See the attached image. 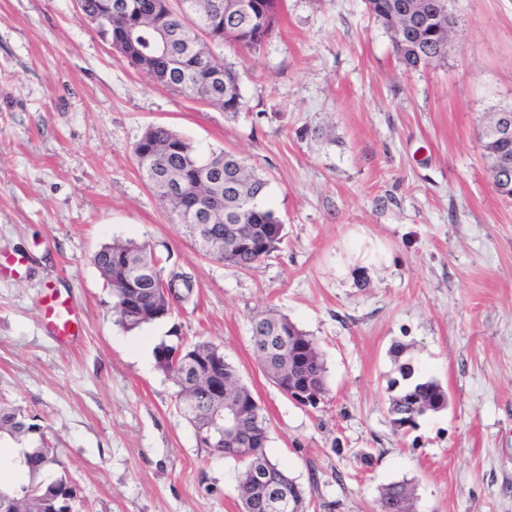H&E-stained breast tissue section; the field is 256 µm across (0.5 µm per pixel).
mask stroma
I'll list each match as a JSON object with an SVG mask.
<instances>
[{
  "label": "stroma",
  "instance_id": "obj_1",
  "mask_svg": "<svg viewBox=\"0 0 512 512\" xmlns=\"http://www.w3.org/2000/svg\"><path fill=\"white\" fill-rule=\"evenodd\" d=\"M449 9L447 57L409 70L366 0H282L262 47L220 49L240 74L231 115L130 66L75 0H0V254L27 259L0 278V404L57 448L74 512H240V464L200 441L156 365L180 341L223 349L309 512H377L402 480L416 512H512V200L481 135L512 109V0ZM152 124L262 173L280 250L245 271L171 223L131 151ZM115 239L190 277L168 318L117 323L91 261ZM51 288L80 309L68 346L41 323ZM270 309L319 343L318 408L255 356ZM403 362L448 393L406 432L388 405Z\"/></svg>",
  "mask_w": 512,
  "mask_h": 512
}]
</instances>
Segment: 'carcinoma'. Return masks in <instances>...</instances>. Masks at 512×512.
Instances as JSON below:
<instances>
[{
	"mask_svg": "<svg viewBox=\"0 0 512 512\" xmlns=\"http://www.w3.org/2000/svg\"><path fill=\"white\" fill-rule=\"evenodd\" d=\"M246 2L243 11L236 8L234 0H82L81 8L99 17L98 33L130 65L188 99L234 114L243 106L239 75L224 64L218 49L229 44L254 50L269 38L276 22L275 0ZM412 2L367 0V8L392 33L401 63L417 69L447 55L448 32L436 31L433 22L425 21L407 35L417 51L402 48L398 29L402 18L389 17L381 6L391 4L399 11ZM160 28L169 34L171 52L178 57L175 66L156 51ZM132 153L143 179L165 205L171 221L183 226L205 255L248 269L270 257L282 244L284 224L261 204L268 181L245 159L224 150L206 152L161 124L148 126L133 144ZM236 224L246 231L252 246L237 243ZM92 262L112 289L113 310L125 328L132 330L161 319L154 313L158 294L160 289L172 287V280H164L151 250H140L133 242L115 241L110 246L102 245ZM283 334L296 337L303 345V369L310 382L329 392L317 342L280 313L266 314L252 327L255 352L273 383L284 391L290 385L288 342L281 338ZM173 351L174 346L162 343L155 348V359L158 368L178 387L180 410L202 442L242 463L238 494L243 512H268L266 485H247V472H270L292 488L296 483L266 455V416L245 412L240 424L249 434V441L235 448L221 445L215 431L216 425L224 422V402L211 392L210 385L237 370L225 362L214 363L215 357H224V351L210 342L184 346L178 360L171 358ZM398 374L390 381L389 397V411L397 428L422 416L423 411L410 406L413 396L431 405L448 403L445 389L432 379L416 376L411 364H401ZM34 431L35 425L26 423L21 413L0 406V435L16 440ZM61 466L58 452L50 446L42 443L31 447L17 463L22 477L1 488L0 493L19 501L22 493H27L38 504V509L31 512L71 509L77 499L76 485L66 476L43 478L46 471ZM407 487L404 482L384 487L379 512H415L413 494L401 501L396 495Z\"/></svg>",
	"mask_w": 512,
	"mask_h": 512,
	"instance_id": "carcinoma-1",
	"label": "carcinoma"
}]
</instances>
